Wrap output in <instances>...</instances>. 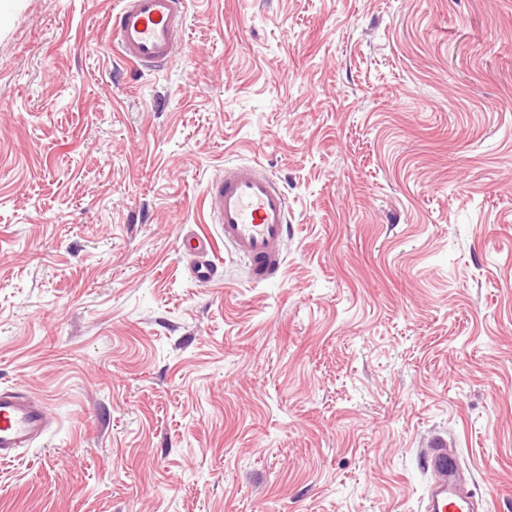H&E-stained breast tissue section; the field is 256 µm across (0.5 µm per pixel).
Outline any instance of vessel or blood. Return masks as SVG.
Masks as SVG:
<instances>
[{
    "label": "vessel or blood",
    "mask_w": 512,
    "mask_h": 512,
    "mask_svg": "<svg viewBox=\"0 0 512 512\" xmlns=\"http://www.w3.org/2000/svg\"><path fill=\"white\" fill-rule=\"evenodd\" d=\"M186 0H119L107 23L121 58L135 67L161 69L179 53L178 34L186 25ZM213 219L224 233V248L243 261L257 283L281 277L289 231L288 195L262 164L245 162L225 167L208 184ZM180 247L192 259L190 276L208 285L218 278L210 260L208 237L184 235ZM51 427L44 399L0 389V460L42 441ZM431 482L423 512H479V502L466 486L456 456L445 436L431 437L424 453Z\"/></svg>",
    "instance_id": "vessel-or-blood-1"
}]
</instances>
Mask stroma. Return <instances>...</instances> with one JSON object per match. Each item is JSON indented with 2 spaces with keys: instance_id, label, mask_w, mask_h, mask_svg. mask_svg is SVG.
<instances>
[{
  "instance_id": "35a3bbf8",
  "label": "stroma",
  "mask_w": 512,
  "mask_h": 512,
  "mask_svg": "<svg viewBox=\"0 0 512 512\" xmlns=\"http://www.w3.org/2000/svg\"><path fill=\"white\" fill-rule=\"evenodd\" d=\"M117 3L0 20V386L53 417L0 512H421L436 434L512 512V0H188L162 71ZM253 160L264 284L204 194ZM206 195L224 233V249L245 263L250 279L280 278L290 220L288 195L274 175L258 162L226 166ZM180 247L184 254L192 258L189 274L195 281L208 285L217 280V266L212 260L206 258L213 250L212 242L208 237L198 233L185 234Z\"/></svg>"
}]
</instances>
